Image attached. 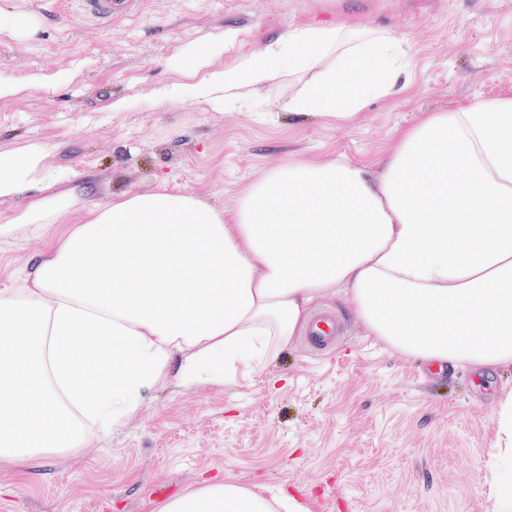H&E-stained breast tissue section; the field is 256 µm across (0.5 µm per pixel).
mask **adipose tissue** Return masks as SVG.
Masks as SVG:
<instances>
[{
	"label": "adipose tissue",
	"mask_w": 512,
	"mask_h": 512,
	"mask_svg": "<svg viewBox=\"0 0 512 512\" xmlns=\"http://www.w3.org/2000/svg\"><path fill=\"white\" fill-rule=\"evenodd\" d=\"M408 53L344 22L289 26L159 96L232 101L303 73L282 110L346 120L396 92ZM395 139L373 170L288 160L230 210L163 185L86 207L22 287H0V462L77 456L86 422L124 428L148 390L252 378L336 293L394 351L442 369L512 367V95L427 113ZM53 152L0 151V199L46 192L0 237L65 223L80 204ZM493 426V512H512V389ZM155 512L274 508L261 485L203 479Z\"/></svg>",
	"instance_id": "adipose-tissue-1"
}]
</instances>
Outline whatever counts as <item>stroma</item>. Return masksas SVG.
Instances as JSON below:
<instances>
[{
    "label": "stroma",
    "instance_id": "obj_1",
    "mask_svg": "<svg viewBox=\"0 0 512 512\" xmlns=\"http://www.w3.org/2000/svg\"><path fill=\"white\" fill-rule=\"evenodd\" d=\"M135 0L100 20L79 0H0L36 20L28 37L0 31V149L56 145L65 186L96 184L93 202L160 184L232 208L242 190L289 153L373 165L398 130L425 112L512 92V0ZM352 19L411 46L398 93L336 121L283 111L284 77L247 99L160 101L158 87L199 82L233 66L290 25ZM223 42L195 72L177 62L200 42ZM64 72L54 90L38 73ZM126 102L111 109L113 100ZM76 207L54 235L29 227L0 239V282L17 277L80 224ZM314 312L342 326L331 350L296 337L268 374L145 394L141 417L90 441L75 460L26 471L0 464V512H151L203 478L259 483L266 497L310 494L312 512H492L486 465L494 404L511 369L442 372L365 335L341 298Z\"/></svg>",
    "mask_w": 512,
    "mask_h": 512
}]
</instances>
